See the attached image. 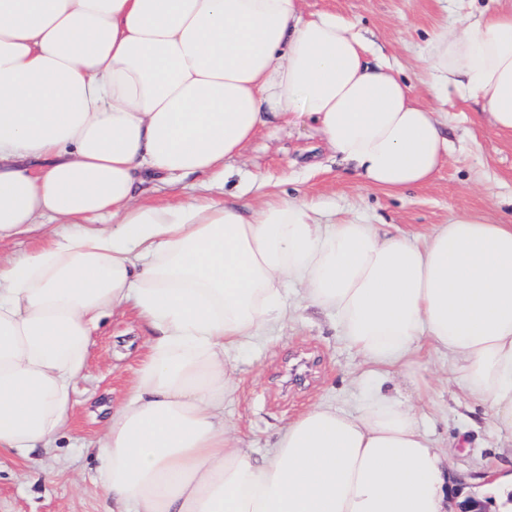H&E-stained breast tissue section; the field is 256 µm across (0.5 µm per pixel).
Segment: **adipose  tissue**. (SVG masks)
Returning <instances> with one entry per match:
<instances>
[{"label": "adipose tissue", "instance_id": "adipose-tissue-1", "mask_svg": "<svg viewBox=\"0 0 512 512\" xmlns=\"http://www.w3.org/2000/svg\"><path fill=\"white\" fill-rule=\"evenodd\" d=\"M301 0H0V238L53 222L0 262V450L52 447L100 319L135 310L148 352L97 444L111 512H446L415 409L383 393L423 350L512 428V224L461 212L426 237L274 195L140 202L146 175L207 173L263 128L317 124L370 186L430 182L450 91L512 133V9L429 39L433 103L366 58L351 22ZM326 311L371 396L318 402L246 455L224 419L231 356L287 314Z\"/></svg>", "mask_w": 512, "mask_h": 512}]
</instances>
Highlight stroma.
Listing matches in <instances>:
<instances>
[{"label":"stroma","mask_w":512,"mask_h":512,"mask_svg":"<svg viewBox=\"0 0 512 512\" xmlns=\"http://www.w3.org/2000/svg\"><path fill=\"white\" fill-rule=\"evenodd\" d=\"M306 16L333 13L353 22L373 57L389 63L421 103L429 35L456 27L468 0H302ZM479 104L452 94L441 117L448 162L429 183L389 193L365 185L351 164L336 156L305 117L263 130L225 165L224 190L258 207L268 195L306 197L325 211L368 224H395L428 235L461 211L512 222V133L493 129ZM207 175L157 176L144 199L163 205L206 194ZM283 325L268 329L232 357L237 392L224 401V418L237 424L241 446L255 459L271 451L277 430L316 400L356 411L366 391L358 384V358L337 336L329 315L306 307L299 287L288 289ZM146 332L137 317L117 310L96 330L85 376L74 391L71 427L50 450L29 458L0 453V512H107L94 448L112 411L126 396L144 352ZM447 354L420 356L408 377L387 384L414 406L423 429L449 459L452 488L484 495L481 476L501 454L512 452V428H488L480 407L457 387ZM469 447L452 446L460 431Z\"/></svg>","instance_id":"stroma-1"}]
</instances>
